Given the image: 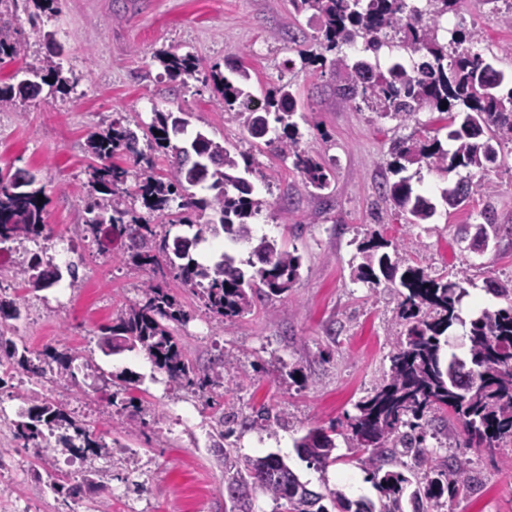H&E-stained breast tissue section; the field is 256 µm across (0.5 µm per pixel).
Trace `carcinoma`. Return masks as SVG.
Listing matches in <instances>:
<instances>
[{
    "mask_svg": "<svg viewBox=\"0 0 512 512\" xmlns=\"http://www.w3.org/2000/svg\"><path fill=\"white\" fill-rule=\"evenodd\" d=\"M16 0H0V62L25 51L16 26ZM298 14L312 12L321 19L316 48L300 52L311 64L329 68L336 95L359 109L379 113L401 123L423 110L443 115L448 151L437 136L407 137L393 144V172L411 165L444 177L458 168L485 174L498 165L500 147L512 144V73L496 65L494 54L472 48L458 51L464 35L448 31L442 43V21L462 0H290ZM31 25L40 16L60 12L61 0H32ZM167 76L180 80L194 77L198 63L190 53L173 50L157 54ZM234 77L214 65L210 80L224 100V110L234 111L244 129L264 139L268 151L292 160L305 187L317 192L330 186L325 163L300 146L301 135L292 121L297 99L288 84L275 88L264 105L250 110L254 98L245 67L230 65ZM27 78L0 84V107L35 99L48 91L67 94L70 79L52 58L38 59L24 68ZM447 108H442V105ZM191 113L182 109L154 112L145 126L127 114H118L102 130L91 132L86 152L88 166L87 218L79 232L96 242L103 253L112 243L126 247L134 265L152 271L168 269L173 278L196 293L209 316L217 322L234 321L249 314L257 302L278 297L299 278L301 258L282 249L277 241L255 234L250 219L262 212L267 201L259 197L247 175L254 160L222 139L197 130L179 145L176 139L188 132ZM161 132L157 136L154 131ZM146 143L144 151L140 143ZM161 150L169 170L156 173L152 152ZM124 164L115 163L116 159ZM28 171L0 172V243L49 240L45 204L38 200L43 188ZM206 191L197 196L194 189ZM380 196L391 202L408 224H426L436 214L431 198L414 188L411 178L386 180ZM471 182L461 179L440 189L449 209L468 201ZM141 202L147 215L136 214L131 201ZM180 224L184 234L171 235ZM249 247L248 260L224 253L212 264H202L182 243H200L219 235ZM387 244L371 238L358 245L361 262L355 279L378 286L385 277L397 288L398 317L404 327L395 345L390 373L370 396L356 404L348 418L347 438L369 451L380 507L369 500L352 501L341 489L329 493L337 512H439L474 481L466 462L458 457L436 462L426 445L432 414L449 408L462 429L464 448L492 451L512 443V280L490 283L489 291L505 306L484 308L466 320L460 303L467 296L463 281L430 278L418 266L402 267L384 251ZM13 277L28 288L48 285L41 260L34 257L11 267ZM188 312L173 289L149 283L138 300L122 310L115 321L99 327L98 347L106 355L140 350L169 384L203 389L220 378L224 360L201 368L182 350L175 336L187 322ZM468 326L467 352H448L449 331ZM76 357L54 347L30 350L17 344L0 329V365L8 364L50 385L62 381L77 384ZM14 438L34 448H63L87 463L82 483L68 488L72 497L94 502L106 486L96 482L94 461L108 447L104 439L78 423L64 401L43 398L14 423ZM55 443H50V438ZM294 448L308 462L326 467L336 461V428L310 430L295 440ZM224 490L229 512H254L259 494L275 502L274 512H329L324 495L308 488L288 463L276 453L235 458L224 450Z\"/></svg>",
    "mask_w": 512,
    "mask_h": 512,
    "instance_id": "cac0c4a2",
    "label": "carcinoma"
}]
</instances>
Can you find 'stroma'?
<instances>
[{"label": "stroma", "mask_w": 512, "mask_h": 512, "mask_svg": "<svg viewBox=\"0 0 512 512\" xmlns=\"http://www.w3.org/2000/svg\"><path fill=\"white\" fill-rule=\"evenodd\" d=\"M32 8L31 0L16 2L26 51L0 64V82L12 81L33 58L49 55L43 33L51 30L62 47L63 71L75 85L68 94H43L0 110V168L37 172L50 240H70L78 280L63 299L55 287L29 291L5 277L0 295L21 298L28 307L18 334L31 350L52 346L93 360L95 367L78 386L63 383L50 391L28 388L22 375L5 377L0 411L11 413L17 404L49 394L111 442L109 455L96 462L107 486L95 503L97 512H224L211 421L223 412L248 417L262 405L283 421L237 430L232 441L239 453H279L316 491L339 488L353 500H377L367 454L352 442L337 438L338 459L323 469L302 460L294 448L307 430L345 424L390 371L402 331L398 297L354 279L357 247L377 234L401 245L407 264L425 266L430 275L464 271L463 318L476 305L499 306L487 283L512 279V236L471 252L459 244L458 234L464 225L479 224L488 202L499 223L512 225V145L488 173L492 195L477 191L462 210L441 205L430 223L408 224L379 198L378 184L389 174L392 143L416 131H435V113L420 112L404 124L342 103L330 74L299 62V50L313 43L320 22L294 14L288 0H65L61 13L41 27L27 20ZM508 13L502 2L464 0L455 25L474 34L477 49L495 54L499 67L511 71ZM161 49L194 54L204 66L242 63L260 99L279 82H289L299 102L293 120L301 146L331 169L330 203L311 195L291 162L265 151L262 140L252 138L201 82L174 89L153 60ZM179 107L191 112V130L224 138L255 158L252 181L268 205L254 222L301 257L300 277L288 293L235 321L212 320L172 274L135 268L118 245L100 253L77 232L88 193L87 132L109 125L116 112L135 113L148 124L154 111ZM288 198L293 205L285 214L281 206ZM150 281L176 289L191 315L177 330L187 356L202 367L223 358V375L207 390L173 388L144 353L107 356L98 348L99 327L138 299ZM290 365L301 366L297 378L288 377ZM119 372L137 382L127 396L138 403V419L106 399ZM470 459L477 485L449 500L442 512H512V444L472 452ZM47 470L69 486L81 480L86 465L62 451L39 455L0 434V512H83L66 494L45 488L39 475ZM130 479L145 482L142 497L127 493Z\"/></svg>", "instance_id": "1"}]
</instances>
